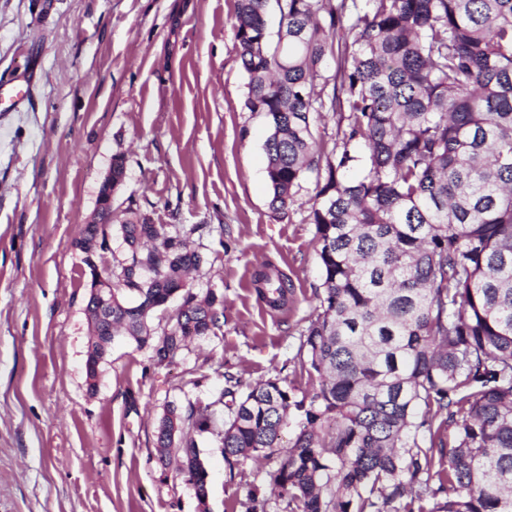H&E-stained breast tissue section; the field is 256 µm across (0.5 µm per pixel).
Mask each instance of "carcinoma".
<instances>
[{"instance_id": "cac0c4a2", "label": "carcinoma", "mask_w": 512, "mask_h": 512, "mask_svg": "<svg viewBox=\"0 0 512 512\" xmlns=\"http://www.w3.org/2000/svg\"><path fill=\"white\" fill-rule=\"evenodd\" d=\"M267 4L237 0L245 106L270 128L274 210L316 174L322 292L300 334L304 384L275 375L211 403L224 458L276 461L283 512H512V0H277L275 41ZM324 109L347 121L330 155L311 130ZM361 143L369 168L346 181ZM121 230L126 249L103 269L112 324L93 323L94 346L124 329L163 361L213 332L215 297L185 281L201 257L179 233L135 213ZM256 288L285 304V278L263 271ZM178 292L174 326L154 337L150 313ZM211 428L208 408L173 407L156 433L200 505L208 472L188 433Z\"/></svg>"}]
</instances>
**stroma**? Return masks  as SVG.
<instances>
[{"instance_id": "obj_1", "label": "stroma", "mask_w": 512, "mask_h": 512, "mask_svg": "<svg viewBox=\"0 0 512 512\" xmlns=\"http://www.w3.org/2000/svg\"><path fill=\"white\" fill-rule=\"evenodd\" d=\"M236 0H0V77L33 96L0 112V512H198L160 462L166 408H202L225 387L300 382L299 333L316 314L314 174L286 213L266 173L268 125L245 106ZM112 208L186 235L202 257L194 292L222 296L219 326L165 362L116 336L88 379L90 276L78 247L113 156ZM288 303L257 298L262 264ZM210 512H244L275 462L228 464L222 432L195 434Z\"/></svg>"}]
</instances>
